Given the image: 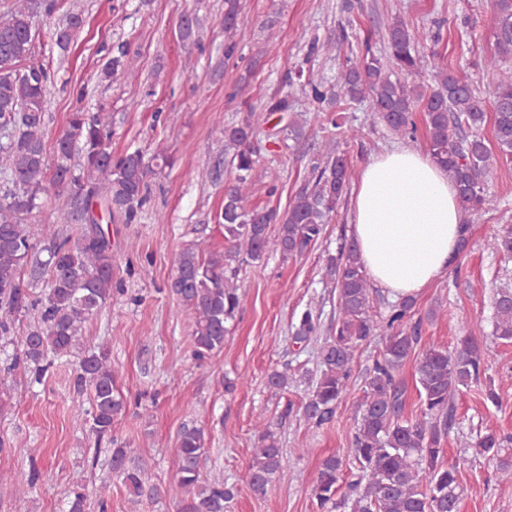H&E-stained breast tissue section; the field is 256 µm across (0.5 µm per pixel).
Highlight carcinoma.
<instances>
[{"instance_id": "cac0c4a2", "label": "carcinoma", "mask_w": 512, "mask_h": 512, "mask_svg": "<svg viewBox=\"0 0 512 512\" xmlns=\"http://www.w3.org/2000/svg\"><path fill=\"white\" fill-rule=\"evenodd\" d=\"M55 0H13L0 20V174L7 186L0 194V334L14 337L15 363L34 365L40 375L46 354L66 356L79 345L85 322L101 310L121 288L113 287L112 239L98 224L84 227L78 214H92L99 206L109 219L139 223L149 201L147 181L158 161L135 149L112 154V115L100 106L94 112L70 113L64 132L56 139L53 158L45 145L46 104L55 73L39 58L35 42L39 27L50 22ZM240 0H224V57L237 48ZM84 26L80 11L68 15L53 31L55 44L64 52ZM183 40L201 41L198 21L186 17L179 25ZM384 50H372V37L353 58L346 59L337 88L312 79L303 87L311 102L323 107L336 97L365 101L392 134L410 136L416 125L413 112H424L428 150L458 192L463 210L476 214L489 205L485 176L492 152L478 134L492 112L493 140L498 154L512 159V69L502 62L512 57V0H495V52L485 67L495 73L489 98L473 83L435 62L434 87L416 82L419 68L415 32L396 17L384 35ZM127 50L102 69L104 78L127 74ZM258 121L247 113L224 128L225 147L232 150L235 178L224 191L218 223L224 226L227 247L204 259L195 248L184 250L170 288L193 321L194 359L203 361L224 347L226 324L241 307L238 265L259 260L268 253L284 258L300 256L321 237L324 225L336 213L347 193L353 170L332 139L322 143L311 167V178L296 193L284 214L275 208L252 204L258 148ZM52 174H47V171ZM57 193L67 198L61 223L76 226V235L47 224L42 240L33 239L27 218L40 210L45 198ZM278 231L269 233L271 225ZM494 254L512 257V227L487 241ZM325 274L334 280L338 315L319 349V377L298 405L288 404L282 419L294 415L311 427L329 424L352 382L356 350L375 336L383 351L374 360L363 385L362 400L354 418L351 447L326 457L313 481L318 512H460L464 488L456 466L442 462L444 442L454 423L453 399L484 374L486 349L474 334L459 339L453 349L421 343L422 322L414 319L415 302L403 299L391 307L383 321L370 315V284L358 247L350 241L329 256ZM42 284V291L33 286ZM37 316L25 332L15 335V321L28 313ZM320 326V312L307 309L293 336L305 343ZM493 336L512 341V289L503 288L494 299ZM415 359V381L420 410L404 413L406 386L401 371L410 356ZM77 384L88 391L87 404L77 407L88 419L90 431L101 438L125 408L116 393V376L110 351L99 346L78 363ZM257 446L248 466L251 491L266 495L281 468L282 450L271 421H255ZM204 432L183 426L178 434L177 475L185 496L178 512H226L235 497L224 478L202 469ZM475 454L496 461L502 484L512 486V435L494 431L464 444ZM357 468L351 494L337 497L344 481L345 461ZM149 461L127 448L111 451L112 477L136 495L144 493ZM36 474L1 476L12 495L32 492ZM87 495L81 484L70 492L67 512H86Z\"/></svg>"}]
</instances>
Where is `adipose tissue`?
I'll list each match as a JSON object with an SVG mask.
<instances>
[{"mask_svg": "<svg viewBox=\"0 0 512 512\" xmlns=\"http://www.w3.org/2000/svg\"><path fill=\"white\" fill-rule=\"evenodd\" d=\"M349 218L368 276L396 299L432 285L459 254L457 190L431 155L414 147L395 148L362 168Z\"/></svg>", "mask_w": 512, "mask_h": 512, "instance_id": "ef3b65f1", "label": "adipose tissue"}]
</instances>
